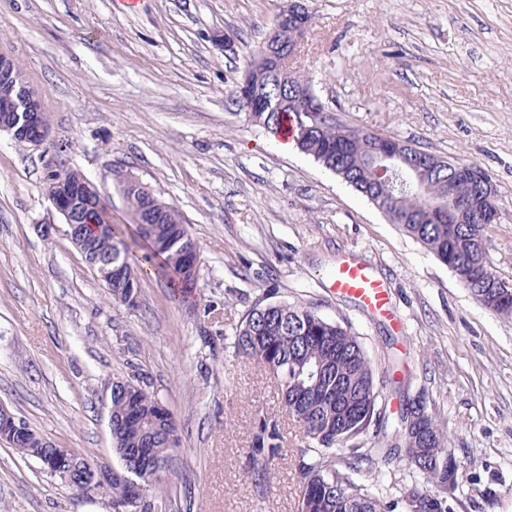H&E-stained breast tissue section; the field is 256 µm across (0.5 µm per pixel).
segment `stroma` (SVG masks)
<instances>
[{
    "label": "stroma",
    "mask_w": 512,
    "mask_h": 512,
    "mask_svg": "<svg viewBox=\"0 0 512 512\" xmlns=\"http://www.w3.org/2000/svg\"><path fill=\"white\" fill-rule=\"evenodd\" d=\"M298 61L346 126L484 169L499 221L489 256L512 279V0H303ZM288 0H0V51L42 96L35 147L0 132V405L57 447L116 465L105 400L139 373L179 424L181 446L152 496L161 512H296L307 441L272 375L228 337L254 305L300 303L394 355L408 395L426 394L457 460L481 462L488 500L466 484L457 512H512V318L311 156L281 152L230 101L249 51ZM80 172L129 241L117 174L174 204L199 245L195 305L166 280L114 302L65 236L46 194ZM53 225L43 234L41 225ZM365 264L387 312L338 294L341 260ZM287 443L266 493L244 473L256 414ZM0 512H111L0 442Z\"/></svg>",
    "instance_id": "stroma-1"
}]
</instances>
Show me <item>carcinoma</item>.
I'll list each match as a JSON object with an SVG mask.
<instances>
[{"label": "carcinoma", "mask_w": 512, "mask_h": 512, "mask_svg": "<svg viewBox=\"0 0 512 512\" xmlns=\"http://www.w3.org/2000/svg\"><path fill=\"white\" fill-rule=\"evenodd\" d=\"M307 76L298 71L283 80L276 75L262 79L261 93L271 111L251 112L250 120L271 136L279 135L284 122L294 127L297 147L368 199L388 220L426 247L441 263L466 276L461 284L472 297L492 312L512 317V299L495 301L486 288L487 278L477 263L481 247L489 245V224H437L432 207L449 199L448 190L459 196L477 187L450 184L446 167L434 169L421 189L402 188L389 196L381 193L361 141L364 130L336 123L329 112L319 113L314 127L303 125L292 101ZM86 217L102 227V239L87 253L97 266L114 270L112 299L137 306L141 281L158 275L172 283L173 297L193 302L199 267L187 262L186 250L194 239L178 209L158 196L119 184L145 252L133 254L116 236L112 212L94 186L80 187ZM233 347L269 369L281 389L286 413L303 430L310 445L297 449L299 474L298 512H454L453 500H436L441 484L479 482L477 464L459 462L449 453L448 432L421 395V408L406 401L397 422L390 424L385 401L403 390V382L376 374L371 358L351 328L330 322L310 307L258 304L235 328ZM159 399L136 376L112 381V451L119 467L112 482L90 480L87 465L77 459L71 467L69 487L82 494L107 496L114 503H128L132 512H153L150 491L154 473L165 468L180 446L175 417L159 420ZM427 412V431L407 433L413 415ZM285 440L279 419L258 416L253 425L248 472L258 487L268 486L269 464ZM18 453L44 456L43 466L54 462L55 447L35 448L27 437L9 443ZM403 460L423 484L413 483L393 493L373 472L375 460Z\"/></svg>", "instance_id": "1"}]
</instances>
